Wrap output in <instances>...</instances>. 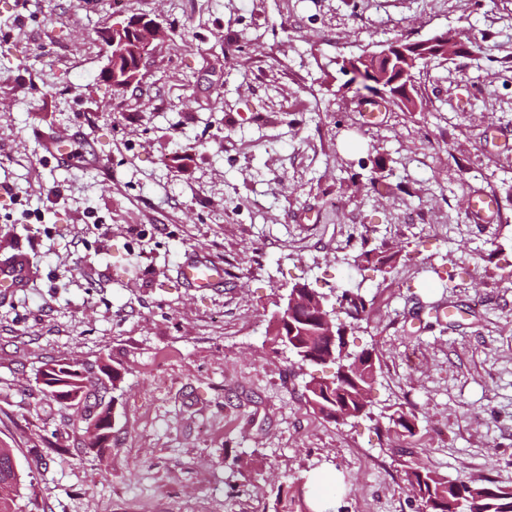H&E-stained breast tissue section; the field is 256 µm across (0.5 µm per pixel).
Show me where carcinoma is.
<instances>
[{
	"label": "carcinoma",
	"mask_w": 512,
	"mask_h": 512,
	"mask_svg": "<svg viewBox=\"0 0 512 512\" xmlns=\"http://www.w3.org/2000/svg\"><path fill=\"white\" fill-rule=\"evenodd\" d=\"M407 44L401 38L377 46V49L356 57L344 58L340 71L350 73V82L357 84L356 92L377 94L380 89L391 93L394 103L409 108L413 104L410 94L415 92L414 74L410 73L402 81L391 84L398 76L396 64H388L390 57H398L396 50ZM417 60L428 63L444 58L443 45L436 40L419 46L412 51ZM389 257L373 250H362L351 256V266L360 271L372 269L380 271L386 267ZM338 309H331V318L340 316L358 321L366 312V300L361 288H345L336 294ZM295 338L306 350L321 351L322 333L317 323L301 324ZM355 365V371L333 376L329 384L319 385V391L309 392V406L328 420H336V413L345 410L358 411L364 407L363 391L370 387L376 377V362L370 349L353 353L345 361ZM81 373H63L64 383L69 391L79 393V400L89 412L95 413L102 424L104 437L112 439L110 412L114 408L109 388H114L121 380V373L108 364L77 365ZM416 416L410 411L397 410L390 415L395 428L402 433L414 434ZM406 487L412 498L427 506L428 512H460L456 507L459 499H471V512H512V488H505L493 481H463L452 479L435 470L411 468L405 471ZM20 474L14 454L10 448H0V512H14L12 504L18 496Z\"/></svg>",
	"instance_id": "carcinoma-1"
}]
</instances>
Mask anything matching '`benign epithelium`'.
<instances>
[{
	"label": "benign epithelium",
	"instance_id": "1",
	"mask_svg": "<svg viewBox=\"0 0 512 512\" xmlns=\"http://www.w3.org/2000/svg\"><path fill=\"white\" fill-rule=\"evenodd\" d=\"M169 37L163 24L153 18L135 17L124 25L105 28L100 31V39L106 48L107 65L105 74L113 83L128 88L140 81L146 60L153 47L165 42ZM302 285H294L285 306L288 326L305 322L310 316H322L324 336L328 341L330 354L342 359L347 353L345 327L337 325L327 316L321 315L322 306L312 307L300 298Z\"/></svg>",
	"mask_w": 512,
	"mask_h": 512
}]
</instances>
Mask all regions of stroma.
<instances>
[{
    "mask_svg": "<svg viewBox=\"0 0 512 512\" xmlns=\"http://www.w3.org/2000/svg\"><path fill=\"white\" fill-rule=\"evenodd\" d=\"M136 16L170 38L116 92L99 32ZM461 29L483 53L421 68L414 112L368 118L334 65ZM40 129L81 133L99 166L45 160ZM354 245L388 273L345 264ZM17 247L35 275L0 294L16 512H312L320 471L326 512H415L417 466L512 487V0H0V257ZM188 258L223 284L185 287ZM297 283L330 307L361 285L371 417L314 412L305 384L331 367L271 343ZM61 358L121 373L105 455L36 380Z\"/></svg>",
    "mask_w": 512,
    "mask_h": 512,
    "instance_id": "stroma-1",
    "label": "stroma"
}]
</instances>
